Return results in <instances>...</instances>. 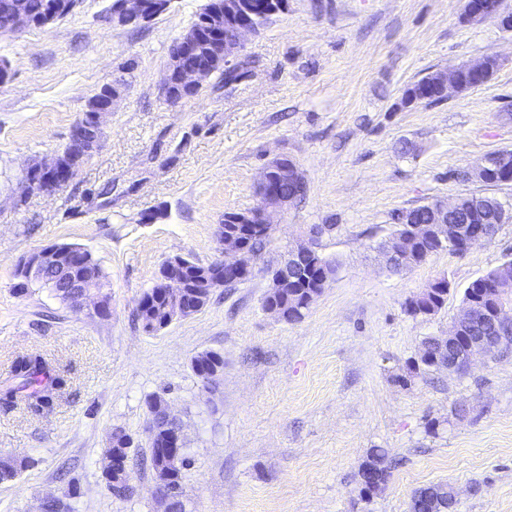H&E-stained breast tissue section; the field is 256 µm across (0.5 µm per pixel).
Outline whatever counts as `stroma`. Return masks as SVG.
<instances>
[{
    "mask_svg": "<svg viewBox=\"0 0 512 512\" xmlns=\"http://www.w3.org/2000/svg\"><path fill=\"white\" fill-rule=\"evenodd\" d=\"M111 2L79 0L47 26L0 32L10 75L0 85V385L30 352L69 378L48 415L0 410V458L31 461L0 482V512H39L48 496L74 512H162L141 464L154 394L184 428L186 512H408L429 484L453 487L454 512H512V350L396 381L423 339L447 335L469 283L512 258V223L464 255L441 251L399 273L379 248L405 209L463 194L512 209V182L459 177L512 150V34L463 21L465 0H288L246 36L241 79L214 73L173 105L161 91L170 49L206 0H170L137 26L109 23ZM491 55L498 67L483 85L403 105L408 84ZM118 79L124 92L96 151L55 194L22 196V171L61 151L90 99ZM276 156L297 165L308 191L278 217L252 278L144 333L134 314L162 261L216 259L218 225L257 206ZM310 237L335 272L303 319L286 322L263 309L265 269ZM56 243L93 252L110 315L45 288L17 293V260ZM442 277L445 305L408 315L406 299ZM203 351L224 358L208 393L192 370ZM117 429L135 439L124 499L103 476ZM373 448L397 466L364 500L359 469Z\"/></svg>",
    "mask_w": 512,
    "mask_h": 512,
    "instance_id": "1",
    "label": "stroma"
}]
</instances>
